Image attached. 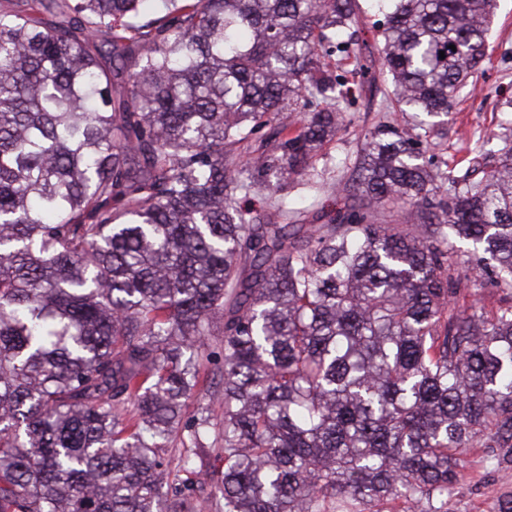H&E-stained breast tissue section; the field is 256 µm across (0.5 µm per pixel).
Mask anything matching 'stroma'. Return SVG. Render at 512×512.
I'll list each match as a JSON object with an SVG mask.
<instances>
[{"mask_svg": "<svg viewBox=\"0 0 512 512\" xmlns=\"http://www.w3.org/2000/svg\"><path fill=\"white\" fill-rule=\"evenodd\" d=\"M487 42L491 61L474 74L475 92H462L447 122L429 133L437 163H464L471 143L489 138L491 130L508 120L499 103L512 98V0H497ZM349 85L351 93L343 103L349 123L313 160L318 192L308 201L305 221L309 224L318 216L335 215L343 207L339 188L350 176L364 134L382 124L404 123L401 114L379 107L388 91L385 82L363 87L353 78ZM465 460L463 476L448 497V512H498L500 502L512 496V469L492 468L477 448L468 451Z\"/></svg>", "mask_w": 512, "mask_h": 512, "instance_id": "1", "label": "stroma"}]
</instances>
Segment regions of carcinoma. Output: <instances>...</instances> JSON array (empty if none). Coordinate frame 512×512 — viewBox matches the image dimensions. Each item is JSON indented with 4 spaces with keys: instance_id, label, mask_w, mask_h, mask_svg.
Returning a JSON list of instances; mask_svg holds the SVG:
<instances>
[{
    "instance_id": "obj_1",
    "label": "carcinoma",
    "mask_w": 512,
    "mask_h": 512,
    "mask_svg": "<svg viewBox=\"0 0 512 512\" xmlns=\"http://www.w3.org/2000/svg\"><path fill=\"white\" fill-rule=\"evenodd\" d=\"M9 2L0 512H448L465 449L512 466V298L474 288H512V127L477 182L423 160L495 0H370L376 60L359 0ZM336 53L417 122L366 134L305 224ZM360 6L362 10L365 13H362L359 19L358 28L360 30L359 37L360 39L364 40L369 44V49L374 51L375 58L378 57L377 47L378 44L376 43V32L374 29L375 23L378 20H382V16L374 15L371 12L367 10L366 2L365 1H359Z\"/></svg>"
}]
</instances>
